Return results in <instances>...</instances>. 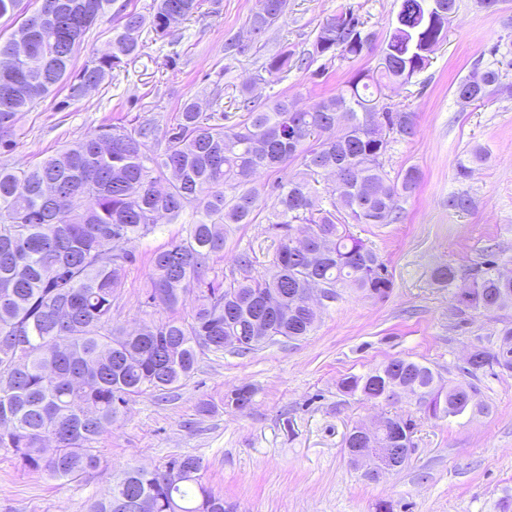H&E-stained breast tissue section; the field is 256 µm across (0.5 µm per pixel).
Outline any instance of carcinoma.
<instances>
[{
    "label": "carcinoma",
    "mask_w": 512,
    "mask_h": 512,
    "mask_svg": "<svg viewBox=\"0 0 512 512\" xmlns=\"http://www.w3.org/2000/svg\"><path fill=\"white\" fill-rule=\"evenodd\" d=\"M52 2L55 10L39 24L31 25V16L18 26L29 51L44 59L41 68H31L24 55L4 56L0 42V148L8 151L24 114L56 87L66 83L70 97H82L138 54L145 26L166 38L199 6L198 0H154L148 18L124 14L110 51L89 56L76 70L86 33L112 0ZM431 2L400 0L376 70L356 73L306 108L286 97L258 103L245 85L239 96L247 117L240 122L228 125V113L203 112L192 99L160 140L150 121L131 128L108 124L36 165H0V450L52 480L75 482L99 466L95 444L125 419L131 398L178 387L194 373L199 354H245L264 345V336H307L319 311L299 290L312 285L330 301L340 288L369 297L389 293L392 280L381 274L386 266L349 225L397 221L396 199L418 185L416 168L392 180L383 163L388 136L412 135L413 115L387 107L375 94L412 83L429 65L433 44L446 37L457 8L456 0H447L450 12L433 19ZM286 9L287 0H257L252 33H265ZM361 26L352 7L336 11L296 65L336 51L344 59L360 56L371 46ZM289 62L288 53H277L263 71L279 80ZM501 77L500 67L488 66L481 81L466 77L455 93L480 106ZM290 160L298 169L269 192L275 202L268 221L278 238L269 272L227 286L207 280L206 260L224 251V227L251 224L261 211L257 173ZM188 209L195 220L185 235L150 259L145 304L174 312L194 291L199 303L187 317L143 320L130 330L113 307L135 256L115 244L137 242L161 218L173 223ZM432 277L447 287L458 271L442 265ZM505 299L512 304V275L491 259L473 267L454 293L462 314L494 313ZM469 355L468 377L511 373L512 322L493 340L476 338ZM338 388L373 404L400 389L435 419L489 412L471 382L445 388L430 366L405 358L348 375ZM384 423L383 438L401 441L411 456L414 420L396 415ZM204 471L203 460L192 455L152 469L129 464L85 512H134L144 498L155 512H224V497L205 485Z\"/></svg>",
    "instance_id": "1"
}]
</instances>
